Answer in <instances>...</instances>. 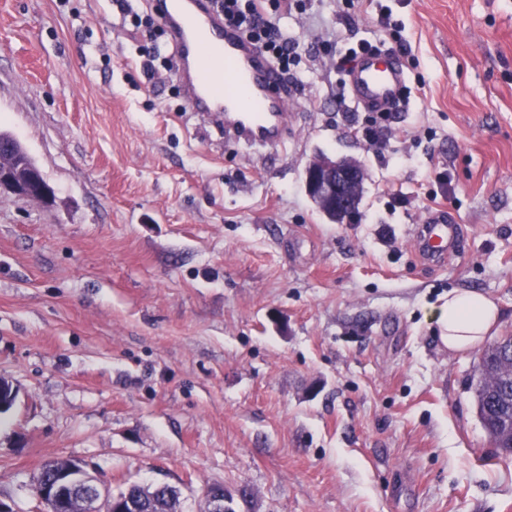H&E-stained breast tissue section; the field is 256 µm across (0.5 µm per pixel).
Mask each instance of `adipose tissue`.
<instances>
[{
  "label": "adipose tissue",
  "instance_id": "1",
  "mask_svg": "<svg viewBox=\"0 0 512 512\" xmlns=\"http://www.w3.org/2000/svg\"><path fill=\"white\" fill-rule=\"evenodd\" d=\"M499 309L478 293L452 294L438 311L440 338L449 350L462 351L481 344L495 327Z\"/></svg>",
  "mask_w": 512,
  "mask_h": 512
}]
</instances>
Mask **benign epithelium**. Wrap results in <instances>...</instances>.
Listing matches in <instances>:
<instances>
[{"instance_id":"1","label":"benign epithelium","mask_w":512,"mask_h":512,"mask_svg":"<svg viewBox=\"0 0 512 512\" xmlns=\"http://www.w3.org/2000/svg\"><path fill=\"white\" fill-rule=\"evenodd\" d=\"M365 173L346 157L335 158L326 154L315 156L304 172V189L308 197L333 215L338 224H354L358 218L356 193L362 186ZM49 205L55 197L54 189L38 174L29 181L16 179L8 169L0 167V191ZM33 493L42 503L64 510L69 500H77L83 512H96L94 504L108 499V512H140L142 503L126 493L112 494L100 481L90 477L76 461L69 460L49 482L38 478Z\"/></svg>"}]
</instances>
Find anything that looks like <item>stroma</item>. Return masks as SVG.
Returning <instances> with one entry per match:
<instances>
[{
    "instance_id": "obj_1",
    "label": "stroma",
    "mask_w": 512,
    "mask_h": 512,
    "mask_svg": "<svg viewBox=\"0 0 512 512\" xmlns=\"http://www.w3.org/2000/svg\"><path fill=\"white\" fill-rule=\"evenodd\" d=\"M0 0V130L55 191L0 192V499L46 512L43 462L111 493L166 484L178 512H512V457L477 413L481 347L451 351L449 293L495 301L512 336V0H308L292 129L225 142L191 109L147 0ZM410 94L382 144L339 102L337 60L381 39ZM319 154L366 172L354 224L303 186ZM444 207L455 256L414 231Z\"/></svg>"
}]
</instances>
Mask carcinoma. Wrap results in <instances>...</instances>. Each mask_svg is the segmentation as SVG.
Listing matches in <instances>:
<instances>
[{
  "label": "carcinoma",
  "mask_w": 512,
  "mask_h": 512,
  "mask_svg": "<svg viewBox=\"0 0 512 512\" xmlns=\"http://www.w3.org/2000/svg\"><path fill=\"white\" fill-rule=\"evenodd\" d=\"M6 164L22 177L35 167L33 159L21 146ZM505 364L507 358L500 355L495 345H489L481 355L480 380L476 387L480 419L498 456L512 455V440L504 430L505 421H512V382L496 377L499 368ZM135 492L144 499L146 512H177L178 493L170 486L158 490L138 485Z\"/></svg>",
  "instance_id": "cac0c4a2"
}]
</instances>
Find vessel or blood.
<instances>
[{"instance_id":"vessel-or-blood-1","label":"vessel or blood","mask_w":512,"mask_h":512,"mask_svg":"<svg viewBox=\"0 0 512 512\" xmlns=\"http://www.w3.org/2000/svg\"><path fill=\"white\" fill-rule=\"evenodd\" d=\"M176 44L180 72L196 111L224 127L226 139L270 146L288 136L291 95L263 54L219 17L210 0H154ZM406 82L400 60L387 53L359 56L346 74L354 108H396ZM461 227L447 211L429 212L419 224L416 249L427 260L447 262Z\"/></svg>"}]
</instances>
